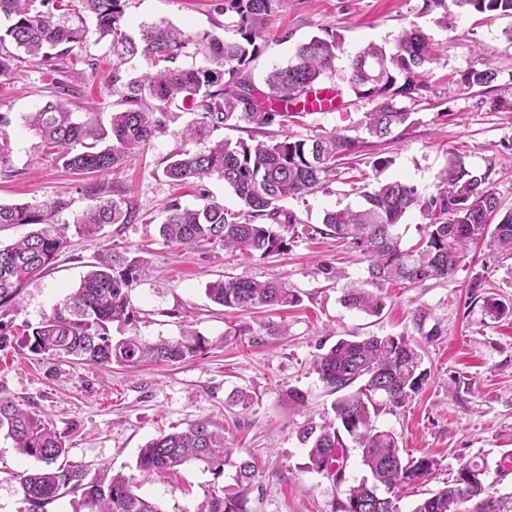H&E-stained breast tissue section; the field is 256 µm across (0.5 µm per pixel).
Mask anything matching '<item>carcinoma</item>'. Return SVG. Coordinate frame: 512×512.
Segmentation results:
<instances>
[{
	"label": "carcinoma",
	"instance_id": "obj_1",
	"mask_svg": "<svg viewBox=\"0 0 512 512\" xmlns=\"http://www.w3.org/2000/svg\"><path fill=\"white\" fill-rule=\"evenodd\" d=\"M129 0H0V16L9 21L0 34V77L25 58L37 67L62 70L75 46L84 42L86 18L94 22L99 38L110 42L113 65L106 79L119 95L120 109L112 112L109 126L94 118L79 119L61 99L46 102L25 118L40 139L41 152L63 167L86 174L106 175L121 167L165 128L167 107L181 100L195 115L182 130V138L198 145L169 158L163 169L177 185L203 183L218 176L241 200L246 212L236 214L199 188L200 204H171L162 237L178 249L199 244L239 251L265 259L288 250L296 235L299 217L282 203L336 180L346 157L356 153L364 140L333 132L315 139H281L249 144L224 138L208 141L211 134L234 122L256 129L284 126L294 113L288 104H305L309 93L334 71L340 44L336 35L313 37L298 44L286 65L268 73L267 98L261 99L248 69L258 56L257 33L274 8L287 0H224L230 22L229 38L210 32L188 35L165 24H147L138 36L127 32ZM425 10L443 11L439 23L448 24L450 7L473 15L512 17V0H424ZM204 57L206 65L183 67L178 59L188 48ZM141 57L150 70L126 80L122 66ZM436 62L430 38L417 26L405 29L393 49L368 44L350 60L349 84L355 94L376 102L366 113L365 133L378 141L396 138L397 127L411 112L398 98L413 99L425 88L421 73ZM497 71L487 66L470 69L461 82L470 88L489 87ZM493 164L482 173L468 167L458 155L448 157L439 174L437 192L422 197L417 188L402 181L381 182L363 194L357 209L325 213L319 235L332 236L367 261L368 277L344 289L342 303L369 315L384 308L383 297L370 291L385 284H417L452 276L466 256L468 246L486 237L512 249V209L490 190ZM90 204L74 221L78 234L94 239L107 225L136 223L139 209L118 186L102 183L90 187ZM429 219L424 237L408 248L401 245L397 226L412 208ZM68 202L58 197L42 203L1 204L0 231L15 225L35 229L17 242L0 246V309L18 303L23 289L41 277L54 257L68 243L69 222L61 219ZM502 215L493 225L491 219ZM263 223H256L257 219ZM144 260L125 253L98 254L96 263L79 287L37 326L23 332L25 347L35 355L66 358L77 363L136 368L153 362H174L207 350L209 341L186 330L178 339L146 342L136 336L114 340L113 324L136 322L130 293L140 284ZM208 298L225 308L250 311L261 307H287L299 303L298 291L281 280L257 281L225 276L210 282ZM313 369L320 380L338 393L355 382L360 386L332 405L334 419L320 428L300 431L306 448L305 469L329 475L347 452L344 437L361 450L368 475L349 486L335 512H399L400 497L433 474L436 461L427 455L403 460L396 436L376 426L383 408H402L427 378L420 347L401 336H369L362 340L339 339L329 348L319 346ZM38 466L18 475L25 507L21 512H46L54 501L72 494L86 512H163L139 493L134 478L111 473L101 466L90 472L71 465L60 437L34 411L10 398H0V431ZM191 462L203 464L214 478L224 466L236 468L237 492L224 494L211 488L198 512H254L249 495L257 476L248 460L233 461V449L224 444V433L208 419L163 434L141 448L136 468L166 475ZM483 470L463 466L451 484L430 493L414 512H451L458 503L483 492Z\"/></svg>",
	"mask_w": 512,
	"mask_h": 512
}]
</instances>
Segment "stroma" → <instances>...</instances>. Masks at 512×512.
Listing matches in <instances>:
<instances>
[{"label": "stroma", "instance_id": "1", "mask_svg": "<svg viewBox=\"0 0 512 512\" xmlns=\"http://www.w3.org/2000/svg\"><path fill=\"white\" fill-rule=\"evenodd\" d=\"M221 0H130L127 30L167 23L188 34L224 35L228 21ZM420 26L431 38L437 61L424 77L425 90L407 101L413 125L387 144L367 143L349 157L362 171L361 182L341 176L322 188L284 201L303 228L288 252L267 259L200 246L176 252L159 234L167 205L198 204V193L181 188L163 175L166 159L184 148L183 127L193 115L179 110L166 129L125 165L106 175L120 185L138 208L137 223L109 225L97 239L69 233V243L50 270L29 283L14 325H38L44 315L80 284L96 254L125 251L146 262V275L131 293L138 311L135 325L113 328L114 337L136 336L148 342L173 340L183 327L205 336L210 345L197 357L137 368L72 364L32 354L23 344L0 350V397L30 406L61 436L68 462L134 476L139 492L163 512H197L214 480L202 464L191 463L178 475L161 478L136 469L139 450L148 441L210 419L224 429L225 441L239 457L255 463L258 474L250 493L254 512H333L349 485L365 474L361 451L349 447L344 480L306 471L301 427L321 425L331 415L335 393L312 369L319 345L358 336L404 334L422 347L428 378L405 407L382 410L378 427L392 431L402 457L430 455L438 467L425 484L400 501V512H413L428 493L454 480L462 465L482 468L481 498L458 504L454 512H479L481 500L493 501L496 512H512V474L498 465L512 453V253L484 241L471 248L456 273L408 287L384 288L385 307L372 316L341 303L347 285L367 277V263L335 239L317 235L326 212L358 206L362 192L377 182L401 180L422 196L437 190L439 172L449 153L477 170H490V188L504 206H512V112L496 111L497 90L512 85V17L488 19L453 14L449 26L437 24L423 11V0H288L271 14L260 33L261 52L251 63L252 81L266 92V73L287 63L296 45L335 33L341 51L325 85L342 91L340 112H310L294 117L287 129L263 132L247 124L214 132V139L267 141L288 133L311 139L330 132L363 136L362 124L374 101L356 96L347 78L353 55L374 42L393 47L402 30ZM78 61V93L68 101L77 116L95 112L108 123L116 95L105 84L112 67L108 41L88 32L72 53ZM491 66L494 87L461 85L471 68ZM60 76L47 69L19 64L0 77V113L8 115L10 149L0 165V203H39L64 197L62 214L70 221L88 204L85 176L65 170L39 154L25 116L49 100ZM392 158L386 170L373 168L379 156ZM340 271L329 280L320 266ZM246 275L259 281L278 278L299 292L298 305L285 309L239 312L211 302L209 282L221 275ZM425 321H416L418 310ZM295 388L305 406L289 402ZM33 458L21 455L0 432V512H20L16 474L33 469ZM235 470L225 467V492L236 489Z\"/></svg>", "mask_w": 512, "mask_h": 512}]
</instances>
